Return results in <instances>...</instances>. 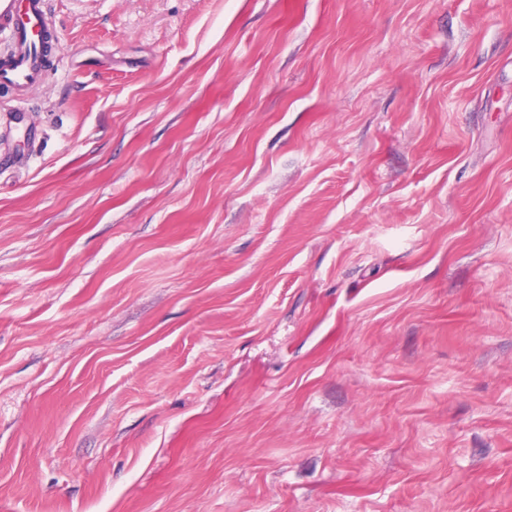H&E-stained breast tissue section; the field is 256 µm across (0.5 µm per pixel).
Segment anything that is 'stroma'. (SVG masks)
Here are the masks:
<instances>
[{
	"mask_svg": "<svg viewBox=\"0 0 512 512\" xmlns=\"http://www.w3.org/2000/svg\"><path fill=\"white\" fill-rule=\"evenodd\" d=\"M48 9L0 512H512V0Z\"/></svg>",
	"mask_w": 512,
	"mask_h": 512,
	"instance_id": "obj_1",
	"label": "stroma"
}]
</instances>
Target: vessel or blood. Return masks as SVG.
<instances>
[{"mask_svg":"<svg viewBox=\"0 0 512 512\" xmlns=\"http://www.w3.org/2000/svg\"><path fill=\"white\" fill-rule=\"evenodd\" d=\"M37 29H54L46 0H0V86L12 90L19 111L29 90L48 73L47 57L32 48Z\"/></svg>","mask_w":512,"mask_h":512,"instance_id":"1","label":"vessel or blood"}]
</instances>
